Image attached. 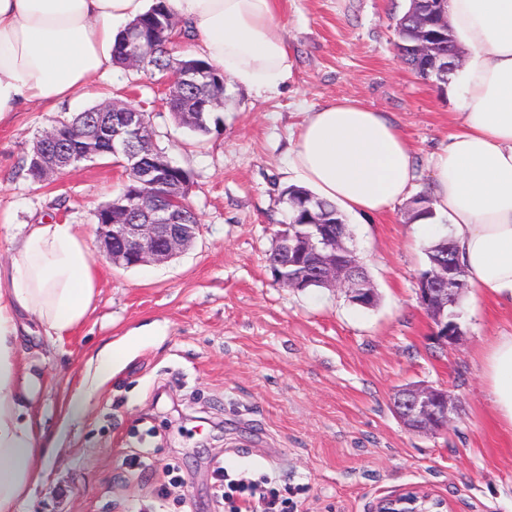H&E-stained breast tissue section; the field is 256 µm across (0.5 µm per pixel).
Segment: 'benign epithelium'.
<instances>
[{"label": "benign epithelium", "mask_w": 512, "mask_h": 512, "mask_svg": "<svg viewBox=\"0 0 512 512\" xmlns=\"http://www.w3.org/2000/svg\"><path fill=\"white\" fill-rule=\"evenodd\" d=\"M146 47L144 37L132 30L128 37L127 65L137 67L141 53ZM211 81V72L193 62L182 66L181 71L170 77L168 99L181 95L188 86L206 84ZM224 82H218L212 96L198 105V111L208 112L224 107ZM58 125L46 129L37 138L34 163L41 173V181H47L64 169L77 164L90 155H79L68 147V138L59 132ZM88 136L108 143L110 153L120 158L121 166L128 173H137L145 182L153 180L156 170L146 166L136 147L138 143L152 140L147 114L132 104L112 99L101 106V112L87 120ZM190 185L184 182H168L161 193L162 203L127 211L125 221L112 223V206H101L96 211L100 218L97 223L99 251L96 258L115 266L130 268L146 263H161L173 259L190 248L196 239L199 225L184 224L179 220L188 206L187 195ZM332 230L327 224H310L301 238L308 245L313 239L329 244ZM299 244L275 236L271 253L278 256L271 270L275 279L282 282L293 276L296 267L293 256ZM316 273L330 288L348 291L354 302L363 307L374 306L376 289L368 278L362 261L342 241L333 245L331 252L321 257ZM453 271L448 265L440 264L419 279V301L430 318L441 331L440 340L453 342L458 334L456 323L444 318L448 308V282ZM394 411L405 426L414 432L437 433L447 427L456 411L454 396L445 388L430 385H409L398 391ZM447 502L429 491L416 487L380 498L374 512H446Z\"/></svg>", "instance_id": "obj_1"}]
</instances>
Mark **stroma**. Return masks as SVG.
<instances>
[{
  "label": "stroma",
  "mask_w": 512,
  "mask_h": 512,
  "mask_svg": "<svg viewBox=\"0 0 512 512\" xmlns=\"http://www.w3.org/2000/svg\"><path fill=\"white\" fill-rule=\"evenodd\" d=\"M409 0H280L291 71L275 92L226 83L220 132L199 138L172 116L164 78L111 66L92 91L56 112L30 108L0 123V264L8 225L62 219L97 252L94 211L126 172L104 159L48 182L19 173L34 138L55 118L102 99H130L147 113L154 142L191 170L188 196L200 231L161 264L96 262L98 294L86 321L55 343L30 337L39 410L60 445L48 477L19 512H219L214 460L247 480L266 474L296 490L295 512H372L408 487L447 500L451 512H512V430L486 396L484 352L512 333V310L463 292L461 334L439 342L419 302L428 242H413L415 198L431 193L429 159L449 132L460 74L424 79L399 58L396 19ZM352 99L393 118L413 151L409 198L382 220L351 224L346 244L379 300L353 304L338 289L280 287L267 266L288 220V150L309 111ZM120 342L96 374L89 358ZM408 384L449 390L456 411L436 434L409 430L393 409ZM79 417L64 413L70 398ZM147 452L150 467L129 461ZM185 497L159 500L167 472Z\"/></svg>",
  "instance_id": "35a3bbf8"
}]
</instances>
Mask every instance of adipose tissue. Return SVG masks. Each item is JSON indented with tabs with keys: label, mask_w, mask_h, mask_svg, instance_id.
I'll list each match as a JSON object with an SVG mask.
<instances>
[{
	"label": "adipose tissue",
	"mask_w": 512,
	"mask_h": 512,
	"mask_svg": "<svg viewBox=\"0 0 512 512\" xmlns=\"http://www.w3.org/2000/svg\"><path fill=\"white\" fill-rule=\"evenodd\" d=\"M147 0H0V122L52 106L87 87L112 62L117 36ZM199 41L202 58L236 83L273 90L290 71L276 25L277 0H167ZM448 21L465 51L463 92L448 137L430 159L432 207L425 236L453 240L474 293L512 308V0H448ZM293 185L332 202L358 223L385 216L409 194L411 148L386 114L341 100L310 112L288 162ZM0 264V512L47 477L54 440L41 429L32 368L23 361L32 324L61 337L82 324L98 292L84 238L74 225H21ZM495 417L512 429V335L484 356Z\"/></svg>",
	"instance_id": "obj_1"
}]
</instances>
